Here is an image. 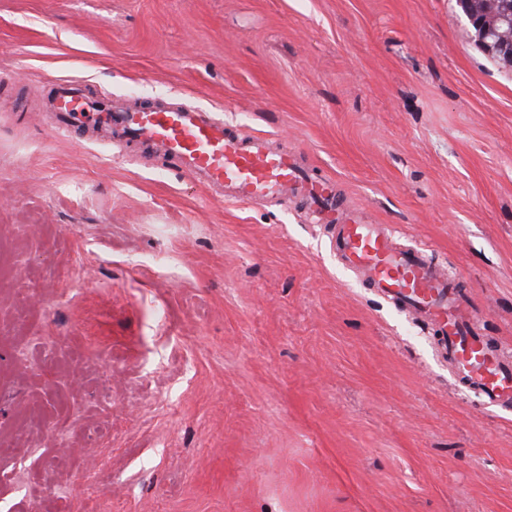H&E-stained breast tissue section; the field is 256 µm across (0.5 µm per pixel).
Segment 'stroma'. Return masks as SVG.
Here are the masks:
<instances>
[{
    "instance_id": "35a3bbf8",
    "label": "stroma",
    "mask_w": 512,
    "mask_h": 512,
    "mask_svg": "<svg viewBox=\"0 0 512 512\" xmlns=\"http://www.w3.org/2000/svg\"><path fill=\"white\" fill-rule=\"evenodd\" d=\"M66 80L297 151L512 362V67L456 0H0V512H512L434 326L301 204L56 129Z\"/></svg>"
}]
</instances>
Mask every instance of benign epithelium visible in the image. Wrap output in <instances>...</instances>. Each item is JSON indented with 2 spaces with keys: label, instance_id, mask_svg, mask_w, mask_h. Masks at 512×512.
Here are the masks:
<instances>
[{
  "label": "benign epithelium",
  "instance_id": "7a95c632",
  "mask_svg": "<svg viewBox=\"0 0 512 512\" xmlns=\"http://www.w3.org/2000/svg\"><path fill=\"white\" fill-rule=\"evenodd\" d=\"M462 12L486 52L512 65V0H459Z\"/></svg>",
  "mask_w": 512,
  "mask_h": 512
}]
</instances>
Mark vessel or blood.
Masks as SVG:
<instances>
[{
  "label": "vessel or blood",
  "mask_w": 512,
  "mask_h": 512,
  "mask_svg": "<svg viewBox=\"0 0 512 512\" xmlns=\"http://www.w3.org/2000/svg\"><path fill=\"white\" fill-rule=\"evenodd\" d=\"M60 124L116 127L153 145L179 169L226 201L305 198L318 220L333 225V248L345 267L363 272L365 283L435 326L448 344L456 373L489 402L512 407V365L500 360L477 330L478 318L427 250L399 247L384 225L340 212L335 180L304 173L284 148L262 136H245L207 112L158 104L125 112H90L70 83L57 84Z\"/></svg>",
  "instance_id": "vessel-or-blood-1"
}]
</instances>
